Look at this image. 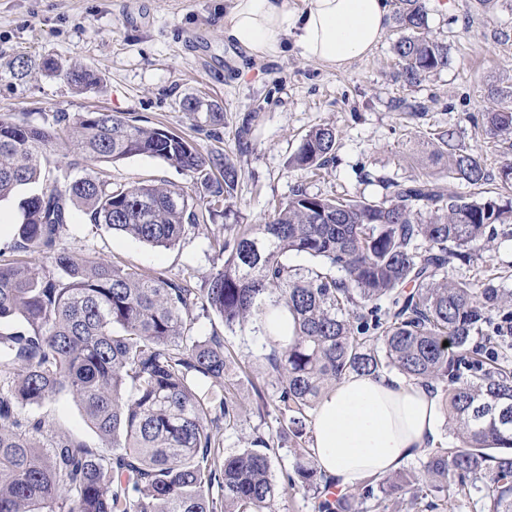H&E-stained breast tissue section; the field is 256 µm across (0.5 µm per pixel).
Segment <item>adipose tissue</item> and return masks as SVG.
I'll use <instances>...</instances> for the list:
<instances>
[{
    "mask_svg": "<svg viewBox=\"0 0 512 512\" xmlns=\"http://www.w3.org/2000/svg\"><path fill=\"white\" fill-rule=\"evenodd\" d=\"M224 40L263 58L295 46L331 70L370 55L391 23L388 0H310L305 10L288 0H229ZM435 394L421 384L380 375H350L319 401L312 419V453L342 490L384 476L435 440Z\"/></svg>",
    "mask_w": 512,
    "mask_h": 512,
    "instance_id": "ef3b65f1",
    "label": "adipose tissue"
}]
</instances>
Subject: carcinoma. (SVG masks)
<instances>
[{
	"mask_svg": "<svg viewBox=\"0 0 512 512\" xmlns=\"http://www.w3.org/2000/svg\"><path fill=\"white\" fill-rule=\"evenodd\" d=\"M393 23L405 84L448 67V44L429 35L424 0H397ZM37 70L63 76L78 92L100 82L96 72L54 58L11 65L16 79ZM495 96L474 129L512 149V87ZM182 109L224 121L197 98ZM338 140L336 127H314L291 164L324 168ZM58 143L73 154L51 178L49 152ZM432 146L447 159L449 178L474 188L489 180L481 155L453 127ZM139 155L192 173L200 191L72 175L90 161ZM43 180L48 185L23 202L12 247L41 255L42 264L0 263V322L20 324L0 331V512H275L290 488L316 491L318 512H352L350 495L322 497L330 483L308 453L278 483L273 438L258 435L237 454L221 452L220 432L238 425L243 407L224 337L192 332L198 309L261 342L291 438L306 435V411L322 391L351 374L395 370L446 391L455 444L430 450L419 471L369 479L364 497L422 512L423 488L484 479L487 512H512V367L502 352L512 338V293L493 274L475 285L452 270L462 249L494 240L497 225L512 223V203L419 174L383 181L379 198L297 188L264 223L236 224L230 199L239 169L222 153L204 155L120 113L53 112L40 125L0 113V198ZM75 206L96 229L165 248L222 212L228 224L215 242L224 263L195 288L76 255L63 244ZM291 255L315 263L293 265ZM288 334L296 339L285 347L278 337ZM62 391L112 454L71 439L41 441L45 421L25 412Z\"/></svg>",
	"mask_w": 512,
	"mask_h": 512,
	"instance_id": "obj_1",
	"label": "carcinoma"
}]
</instances>
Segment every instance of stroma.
I'll return each instance as SVG.
<instances>
[{"instance_id":"obj_1","label":"stroma","mask_w":512,"mask_h":512,"mask_svg":"<svg viewBox=\"0 0 512 512\" xmlns=\"http://www.w3.org/2000/svg\"><path fill=\"white\" fill-rule=\"evenodd\" d=\"M426 6L430 33L447 43L450 63L409 86L395 75L390 32L370 57L329 71L294 47L258 59L226 43L227 0H0V113L21 114L38 124L47 112H122L183 136L202 152H223L241 169L232 205L242 224L263 223L271 204L299 187L311 194L372 197L383 177L400 180L426 172L447 180V165L430 162L419 144L450 125L462 144L496 171L507 149L475 140L472 119L492 106L489 89L512 85V9L489 8L481 0H426ZM21 57L35 62L52 57L94 70L102 81L78 92L58 74L18 80L8 65ZM188 98L221 107L223 124L206 122L201 112H183ZM402 100L427 104L430 110L420 115L402 111ZM325 123L340 132L335 162L317 176L289 167L307 132ZM90 168L110 175L117 185L154 180L196 190L191 173L146 155L94 162ZM219 228L216 222L200 225L175 246L160 248L95 229L77 211L64 244L72 252L139 271L173 280L187 277L198 287L224 261L213 246ZM471 255L470 262H456L455 276L477 282L491 269L503 273L502 284L512 291V224ZM194 331L222 333L236 361L230 374L244 412L241 427L222 435L225 453L245 448L254 433L275 434L277 394L259 343L226 332L213 314L197 317ZM259 390L268 401L261 413L255 408ZM36 414L48 433L104 452L70 395L60 394ZM428 499L423 512H486L479 482L463 486L455 480Z\"/></svg>"}]
</instances>
